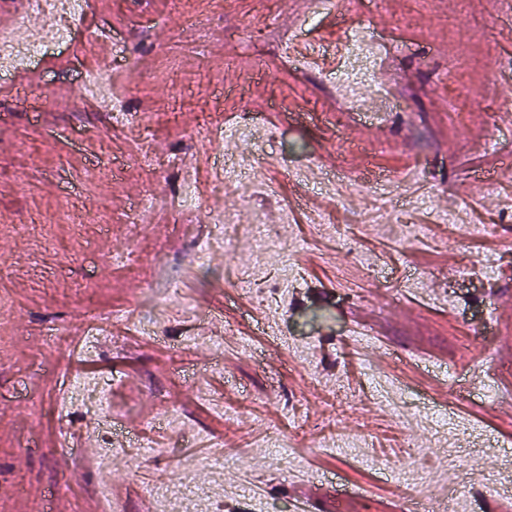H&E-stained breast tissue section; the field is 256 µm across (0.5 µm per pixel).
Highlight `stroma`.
Returning a JSON list of instances; mask_svg holds the SVG:
<instances>
[{"label": "stroma", "mask_w": 512, "mask_h": 512, "mask_svg": "<svg viewBox=\"0 0 512 512\" xmlns=\"http://www.w3.org/2000/svg\"><path fill=\"white\" fill-rule=\"evenodd\" d=\"M311 0H92L70 44L36 62L33 94L0 95V512H294L316 466L364 486L341 509L339 483L317 492L310 512H378L407 493L375 469L392 463L425 474L439 491L470 475L458 512L491 499L503 479L491 451L446 455L449 432L422 402L436 381L438 405L464 427L512 445V171L494 188L478 175L512 155L497 127L512 110V79L490 76L512 59V30L499 0H341L347 23L388 48L375 85L347 104L331 72L287 61L283 47ZM117 38L128 116L87 108L73 89L102 66L89 35ZM231 147L256 172L243 197L234 179L197 175L203 198L182 210V166ZM322 165L346 174L319 218L288 213L289 174ZM422 166L423 205L399 218L381 204L366 223L362 188ZM478 234L438 223L445 201ZM287 212L286 240L257 250L269 210ZM234 215L223 244L209 243L215 212ZM420 225L417 237L403 223ZM297 283L281 287L286 263ZM222 310L242 336L197 333L199 308ZM93 317L112 328L83 353L75 331ZM291 369L277 361L289 346ZM375 347L401 353L403 404L378 392ZM481 368L492 399L466 389ZM112 381L107 412L71 404L59 412L69 373ZM351 403L339 411L336 400ZM132 432L112 466L88 465L65 447L111 424ZM287 440L284 448L271 437ZM358 436L364 463L341 439Z\"/></svg>", "instance_id": "35a3bbf8"}]
</instances>
